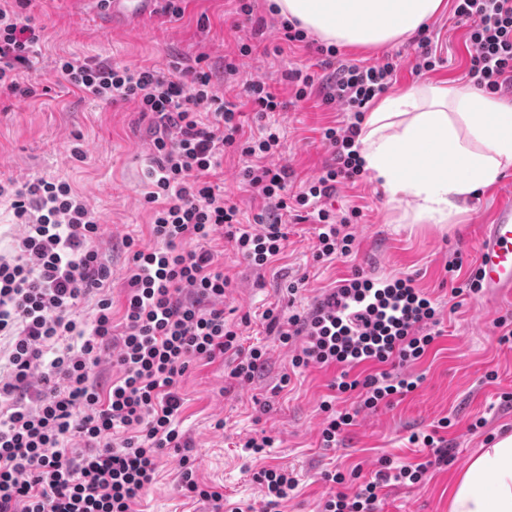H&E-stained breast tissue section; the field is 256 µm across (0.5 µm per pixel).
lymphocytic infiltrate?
<instances>
[{
    "instance_id": "1",
    "label": "lymphocytic infiltrate",
    "mask_w": 512,
    "mask_h": 512,
    "mask_svg": "<svg viewBox=\"0 0 512 512\" xmlns=\"http://www.w3.org/2000/svg\"><path fill=\"white\" fill-rule=\"evenodd\" d=\"M30 2L0 0V90L25 96L31 90L21 79L34 67L41 40L39 30L20 19ZM454 2L455 17L468 26V83L490 94L512 93V0ZM396 68L388 55L371 65L339 61L320 81L300 68L286 71L295 101L317 92L346 114L324 132L331 163L292 193L291 169L274 161L277 130L263 125L245 135L238 102L214 92L205 57L187 66L173 62L166 72L94 59L57 61V71L82 93L109 104L136 103L148 117L154 189L145 203L155 245L142 250L133 237L125 239L131 261L125 330L113 340L112 299L105 292L112 271L96 245L100 227L93 211L67 182L0 180V199L22 226L13 255L0 257V337L8 340L9 364L0 378V512H133L166 448L182 452L185 498L209 503L210 512H240L225 505L222 493L199 484L179 430L177 386L190 364L231 354L237 359L232 377L247 383L264 357L262 348L243 347L224 318L230 280L209 244L226 233L245 263L263 268L288 238L284 211L299 208L318 226L316 258L348 255L351 220L323 202L338 184L358 176L361 122ZM228 149L243 162L242 182L269 203L260 231L239 226L236 204L208 179ZM350 287L352 298L329 293L308 314L285 316L270 308L263 317L278 325L281 344L306 337L291 360L294 368L342 365L331 391L357 392L360 407L374 409L416 388V381L392 376L388 367L426 353L436 338L430 326L438 307L408 278L358 276ZM91 295L97 301L88 321L79 304ZM108 350L122 375L103 392L95 370ZM366 363L381 365V372L350 378L349 369ZM410 440L431 446L433 463H447L444 437L414 434ZM430 464L385 461L352 493L342 491V473L328 474L339 489L323 512H377L384 485L418 483Z\"/></svg>"
}]
</instances>
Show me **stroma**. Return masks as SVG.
<instances>
[{
  "label": "stroma",
  "instance_id": "35a3bbf8",
  "mask_svg": "<svg viewBox=\"0 0 512 512\" xmlns=\"http://www.w3.org/2000/svg\"><path fill=\"white\" fill-rule=\"evenodd\" d=\"M271 0H258L255 18L264 21L262 37H252V26L239 22L235 0H181L182 13L173 17L154 12L145 20L115 31L110 15L96 0H32L23 16L42 26L39 62L25 77L35 93L28 98L0 95V178L23 180L31 176L64 180L79 192L100 223L97 241L112 276L107 291L112 296V332H123V306L128 275L125 236L141 248L153 247L148 232L151 213L144 197L151 185L146 171L152 162L148 119L136 104H106L75 89L58 71V59L89 58L123 65L167 68L176 56H207L215 67V91L242 94L244 80L261 79L288 108L270 113L281 129L280 163L293 170L294 185L318 177L332 159L324 130L342 121V112L325 104L321 95L291 103L292 88L283 77L292 67L306 65L316 76L328 74L320 55L303 46L273 54L276 28L281 18L270 12ZM438 63L434 70L415 74L413 40L389 47L338 49L340 58L364 64L395 55L399 65L391 89L399 91L421 82L439 86L464 85L468 61L465 25L454 16L452 0H443L440 13L429 22ZM251 42L241 81L225 79L226 53L238 42ZM239 156L226 152L215 177L226 196L236 202L245 226H254L265 203L240 183ZM512 189V169L496 185L485 189L466 211L447 224L411 223L408 204L389 203L381 186L367 173L355 184L339 186L327 205L336 211L358 209L352 227L355 242L347 257L315 260V226L288 213V239L264 270L244 264L232 242L215 238L213 250L224 265L231 285L224 296V316L235 326L244 346L265 351L263 367L252 383L242 384L230 375L233 355L211 363L192 364L179 383L182 399L179 426L196 460V477L243 512H263L264 490L254 475L260 469L284 467L298 481L297 489L281 512H320L331 490L322 474L340 470L347 488L370 479L381 458L394 463H418L431 458L432 448L408 441L415 432L429 431L441 419L451 450L448 464L432 467L421 482L383 487L379 512H448V491L469 461L490 440L512 433V347L498 344L497 322L512 318V307L490 308L480 298H464L450 310V289L466 277L476 262V243L482 220L491 211L500 188ZM461 255L462 270L448 271L453 255ZM374 278H411L414 285L440 308L442 334L427 353L398 367V374L419 378L418 387L393 397L374 410L360 411L344 429L336 447L321 445L324 418L322 401L341 373L338 364H313L294 373L290 360L297 345H282L277 329L269 328L262 313L278 308L284 313L309 312L317 300L355 271ZM303 280L297 295L287 287ZM290 383H283V376ZM223 429H216V421ZM270 436L271 447L254 455L248 439ZM180 452L166 449L157 462L155 483L134 507V512H207L208 506L183 497L179 490Z\"/></svg>",
  "mask_w": 512,
  "mask_h": 512
}]
</instances>
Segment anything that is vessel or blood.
Masks as SVG:
<instances>
[{"label":"vessel or blood","mask_w":512,"mask_h":512,"mask_svg":"<svg viewBox=\"0 0 512 512\" xmlns=\"http://www.w3.org/2000/svg\"><path fill=\"white\" fill-rule=\"evenodd\" d=\"M156 0H109L112 19L125 22L152 14ZM480 294L491 302H512V195L497 199L477 244Z\"/></svg>","instance_id":"b4317fda"}]
</instances>
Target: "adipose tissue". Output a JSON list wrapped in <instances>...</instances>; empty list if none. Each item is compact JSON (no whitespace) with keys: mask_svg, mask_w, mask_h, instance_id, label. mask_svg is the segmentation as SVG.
Here are the masks:
<instances>
[{"mask_svg":"<svg viewBox=\"0 0 512 512\" xmlns=\"http://www.w3.org/2000/svg\"><path fill=\"white\" fill-rule=\"evenodd\" d=\"M322 40L378 47L415 34L443 0H273ZM362 168L415 220L445 224L512 168V104L462 86L414 85L381 99L358 137ZM448 512H512V434L468 465Z\"/></svg>","mask_w":512,"mask_h":512,"instance_id":"adipose-tissue-1","label":"adipose tissue"}]
</instances>
